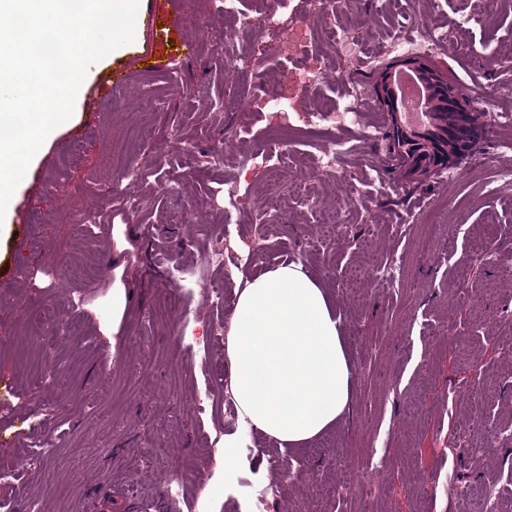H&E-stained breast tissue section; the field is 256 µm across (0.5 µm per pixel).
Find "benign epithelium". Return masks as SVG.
I'll return each instance as SVG.
<instances>
[{"label":"benign epithelium","mask_w":512,"mask_h":512,"mask_svg":"<svg viewBox=\"0 0 512 512\" xmlns=\"http://www.w3.org/2000/svg\"><path fill=\"white\" fill-rule=\"evenodd\" d=\"M407 63L419 70L428 81L434 107L454 117L448 125V138H427L412 146L410 137L397 118L395 96L389 78L391 64L373 69V92L378 102L390 112L391 123L385 135L386 148L395 165L409 175L426 179L440 168L464 158L480 141L482 132L470 119L474 111L471 98L457 89L453 75L440 69L428 56L415 57Z\"/></svg>","instance_id":"7a95c632"}]
</instances>
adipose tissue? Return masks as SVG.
Here are the masks:
<instances>
[{
  "mask_svg": "<svg viewBox=\"0 0 512 512\" xmlns=\"http://www.w3.org/2000/svg\"><path fill=\"white\" fill-rule=\"evenodd\" d=\"M235 294L225 353L239 423L301 447L335 427L351 401L340 318L299 261L237 278Z\"/></svg>",
  "mask_w": 512,
  "mask_h": 512,
  "instance_id": "ef3b65f1",
  "label": "adipose tissue"
}]
</instances>
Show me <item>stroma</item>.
Wrapping results in <instances>:
<instances>
[{"mask_svg":"<svg viewBox=\"0 0 512 512\" xmlns=\"http://www.w3.org/2000/svg\"><path fill=\"white\" fill-rule=\"evenodd\" d=\"M168 9L176 33L196 46L192 61L141 71L150 49L138 30L119 55L92 65L72 117L45 140L0 220V465L21 460L34 443L49 455L30 467L26 489L0 488L13 512L37 502L41 512H123V489L139 512H244L266 484L273 462L303 466L305 481H283L280 512H482L478 496L449 493V473L473 484L512 479L506 453L491 447L466 456L465 433L512 427V146L488 127L461 163L418 183L388 161L384 137L363 142L359 124L291 134L258 112L235 107L244 96L276 100L268 72L318 66L311 106L344 105L348 83L364 91L360 122L382 108L372 95V66L401 62L391 48L408 27H435L447 38L431 52L440 67L472 76L470 96L489 92L512 114V0H341L309 23L319 0H283L280 21L295 48L268 49L270 14L262 0H241L248 33L236 54L255 66L230 76L217 0H140ZM360 38L370 60L336 51L333 24ZM128 66L111 97L92 94L102 77ZM352 150L321 171L319 146L336 137ZM284 141L281 176L242 166L246 143ZM222 152L228 163L210 166ZM139 175L128 194L140 210L115 207L108 186L126 168ZM240 182L245 202L224 213V182ZM291 220L274 225L264 258L249 276L299 261L317 277L340 315L352 368L351 404L341 422L300 448L261 435L237 449L228 472L220 454L202 452L224 422L228 372L224 340L191 343L210 323L235 316L233 284L220 270L200 271L211 238L231 229L250 243L275 207ZM93 214L97 221L83 223ZM400 262V279L379 269ZM182 271L186 293L172 300L170 275ZM125 312L114 319L112 292ZM224 293L213 308L210 291ZM80 296L72 307V296ZM197 313L182 321L183 306ZM52 368L55 379L42 376ZM210 390L207 413L195 399ZM185 469L181 497L166 480Z\"/></svg>","mask_w":512,"mask_h":512,"instance_id":"35a3bbf8","label":"stroma"}]
</instances>
